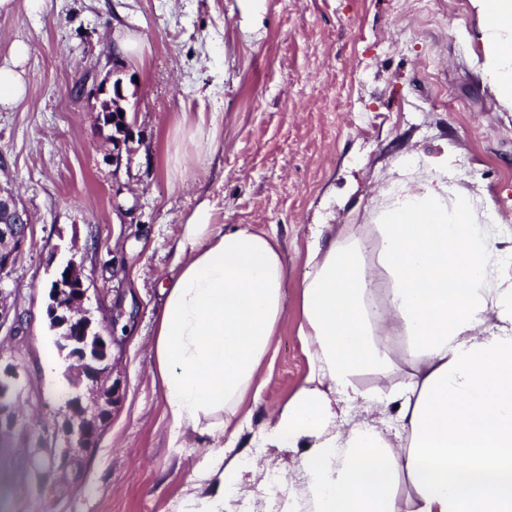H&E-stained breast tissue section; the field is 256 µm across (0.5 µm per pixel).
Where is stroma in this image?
<instances>
[{
	"mask_svg": "<svg viewBox=\"0 0 512 512\" xmlns=\"http://www.w3.org/2000/svg\"><path fill=\"white\" fill-rule=\"evenodd\" d=\"M125 31L140 57L121 56L114 35ZM481 35L470 0H14L0 14V65L16 66L27 94L0 100V186L32 224L5 281L25 331L0 333L17 415L0 434V512H180L195 494L211 442L169 447L152 344L160 285L205 201L216 223L275 232L284 255L285 308L262 391L239 406L251 428L224 451L246 462L224 512H309L304 497L264 495L268 473L282 489L297 484L301 449L256 440L310 370L298 325L316 225L371 239L390 193L437 171L481 206L495 250L512 253V112L477 72ZM19 42L29 52L18 60ZM117 56L132 130L119 166L98 102L72 92ZM72 259L94 327L114 339L108 398L72 387L76 362L49 328L48 286ZM401 378L358 372L374 402H336L337 428L392 427L388 394ZM76 396L106 411L88 450L67 441Z\"/></svg>",
	"mask_w": 512,
	"mask_h": 512,
	"instance_id": "1",
	"label": "stroma"
}]
</instances>
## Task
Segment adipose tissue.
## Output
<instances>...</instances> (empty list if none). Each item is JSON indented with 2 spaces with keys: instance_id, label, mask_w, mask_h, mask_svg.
Returning a JSON list of instances; mask_svg holds the SVG:
<instances>
[{
  "instance_id": "obj_1",
  "label": "adipose tissue",
  "mask_w": 512,
  "mask_h": 512,
  "mask_svg": "<svg viewBox=\"0 0 512 512\" xmlns=\"http://www.w3.org/2000/svg\"><path fill=\"white\" fill-rule=\"evenodd\" d=\"M470 3L483 24L481 79L512 112V0ZM376 233L374 246L312 243L298 327L312 368L258 445L302 449L313 512H512V280L492 231L467 192L428 176L393 194ZM175 265L153 341L169 445L193 434L231 448L251 424L239 405L261 393L284 312L283 254L276 234L217 225L203 203L182 226ZM400 362L410 379L391 397L398 436L336 430L334 396L369 398L358 370ZM241 473L235 459L199 462L196 479L213 483L200 512H224Z\"/></svg>"
}]
</instances>
